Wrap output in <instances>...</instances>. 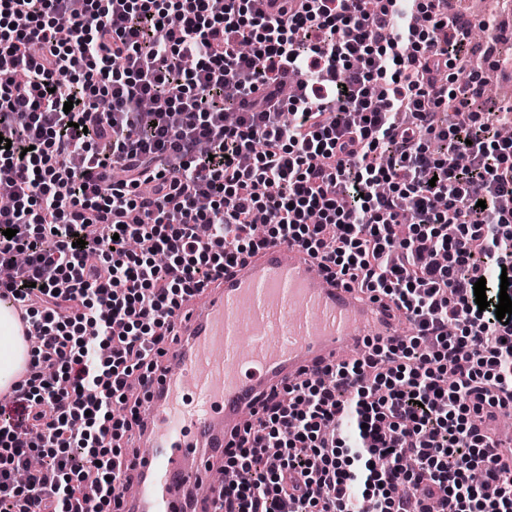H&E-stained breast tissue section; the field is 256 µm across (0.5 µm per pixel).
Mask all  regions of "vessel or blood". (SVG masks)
<instances>
[{
  "mask_svg": "<svg viewBox=\"0 0 512 512\" xmlns=\"http://www.w3.org/2000/svg\"><path fill=\"white\" fill-rule=\"evenodd\" d=\"M122 467L123 512H214L212 479L232 434L256 423L259 400L390 341L411 326L382 298L358 294L301 247L271 241L179 310Z\"/></svg>",
  "mask_w": 512,
  "mask_h": 512,
  "instance_id": "obj_1",
  "label": "vessel or blood"
}]
</instances>
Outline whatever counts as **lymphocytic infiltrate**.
I'll return each mask as SVG.
<instances>
[{
    "mask_svg": "<svg viewBox=\"0 0 512 512\" xmlns=\"http://www.w3.org/2000/svg\"><path fill=\"white\" fill-rule=\"evenodd\" d=\"M441 2L0 0V296L40 338L0 410V512H120L176 310L268 239L417 332L266 404L222 512H512L480 418L512 408V139L478 111L512 57L454 83L470 25Z\"/></svg>",
    "mask_w": 512,
    "mask_h": 512,
    "instance_id": "f902f5d3",
    "label": "lymphocytic infiltrate"
}]
</instances>
